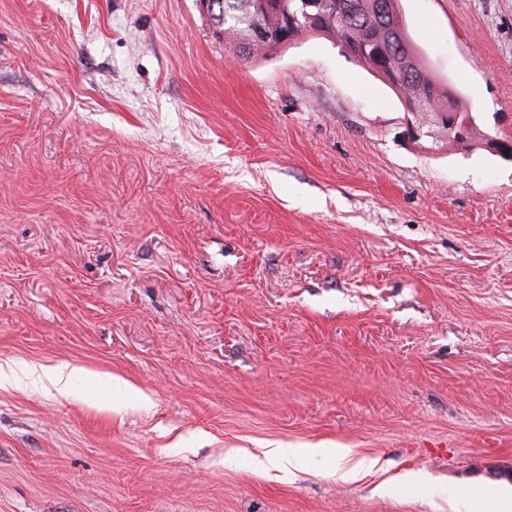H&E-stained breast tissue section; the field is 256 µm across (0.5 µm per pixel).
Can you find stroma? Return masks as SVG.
<instances>
[{
	"mask_svg": "<svg viewBox=\"0 0 512 512\" xmlns=\"http://www.w3.org/2000/svg\"><path fill=\"white\" fill-rule=\"evenodd\" d=\"M398 9L469 144L318 35L245 59L197 0H0V512L512 488V0ZM60 363L65 395L22 375Z\"/></svg>",
	"mask_w": 512,
	"mask_h": 512,
	"instance_id": "1",
	"label": "stroma"
}]
</instances>
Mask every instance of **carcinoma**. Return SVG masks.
<instances>
[{"instance_id":"1","label":"carcinoma","mask_w":512,"mask_h":512,"mask_svg":"<svg viewBox=\"0 0 512 512\" xmlns=\"http://www.w3.org/2000/svg\"><path fill=\"white\" fill-rule=\"evenodd\" d=\"M210 19L221 27L225 39L232 41L248 57L253 52L252 24L247 20L250 0H221ZM325 36L339 47L361 37H374L379 54L371 55L359 64L385 81L397 82L395 92L426 100L429 107H442L448 102V83L426 69L409 44L396 9V0H338L336 12L320 21Z\"/></svg>"}]
</instances>
